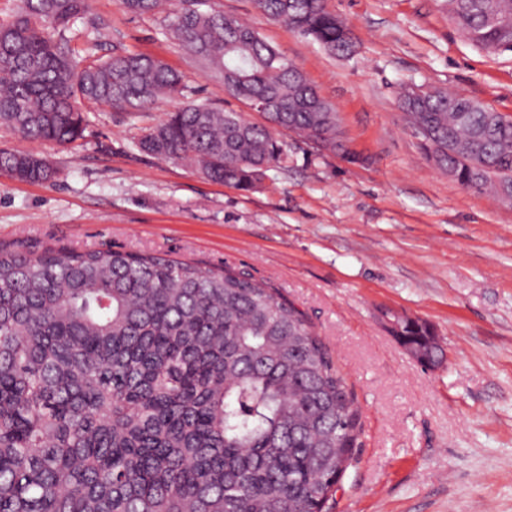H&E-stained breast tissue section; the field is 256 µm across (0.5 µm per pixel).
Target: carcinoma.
<instances>
[{"label": "carcinoma", "mask_w": 512, "mask_h": 512, "mask_svg": "<svg viewBox=\"0 0 512 512\" xmlns=\"http://www.w3.org/2000/svg\"><path fill=\"white\" fill-rule=\"evenodd\" d=\"M180 0L172 36L207 61L225 91L251 104H189L139 149L197 167L240 190L288 163L292 132L348 153L336 111L257 32ZM148 14L160 0H123ZM330 54L354 52L326 0H257ZM86 0H21L0 22V127L68 146L87 119L77 100L125 110L178 92L182 76L143 53L69 56L62 29ZM512 0H448L459 35L512 50ZM434 165L460 185L512 204V117L460 93L399 97ZM0 173L46 183L42 157L0 149ZM397 341L443 358L431 326L397 318ZM360 412L330 351L276 290L250 274L203 270L120 250H0V512H323L351 464Z\"/></svg>", "instance_id": "obj_1"}]
</instances>
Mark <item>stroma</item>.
Segmentation results:
<instances>
[{"label":"stroma","instance_id":"35a3bbf8","mask_svg":"<svg viewBox=\"0 0 512 512\" xmlns=\"http://www.w3.org/2000/svg\"><path fill=\"white\" fill-rule=\"evenodd\" d=\"M204 5L305 74L335 108L353 159L283 132L288 163L243 192L141 151L148 130L187 104L246 106L170 38L171 11L89 0L64 32L74 58L148 53L184 88L142 111L83 103L84 136L68 147L0 128V148L57 171L50 183L0 175V248H112L249 273L307 315L361 413L327 512H512V205L440 172L398 106L402 87L423 85L512 116V51L463 40L447 0H328L356 41L350 57L268 19L256 0ZM395 315L428 322L444 362L407 353Z\"/></svg>","mask_w":512,"mask_h":512}]
</instances>
